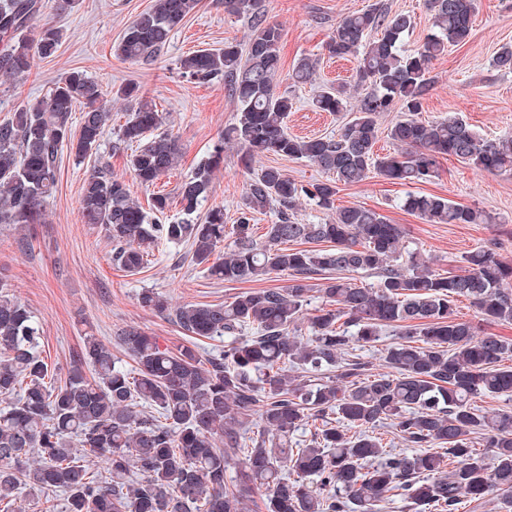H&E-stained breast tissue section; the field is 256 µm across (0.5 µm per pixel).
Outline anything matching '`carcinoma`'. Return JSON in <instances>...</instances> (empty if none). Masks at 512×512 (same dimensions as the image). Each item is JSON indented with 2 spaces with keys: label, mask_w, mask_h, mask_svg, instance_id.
<instances>
[{
  "label": "carcinoma",
  "mask_w": 512,
  "mask_h": 512,
  "mask_svg": "<svg viewBox=\"0 0 512 512\" xmlns=\"http://www.w3.org/2000/svg\"><path fill=\"white\" fill-rule=\"evenodd\" d=\"M199 0H154L129 24L117 55L153 64L172 32ZM261 0H224V11L247 18L246 40L198 50L179 69L200 83L224 81L234 121L209 156L177 187L183 218L160 223L172 205L157 192L144 208L122 176L98 169L84 180L79 199L85 224L101 226L112 243V261L136 275L160 240L191 244L196 264L216 280L260 281L288 271L286 289L259 288L215 305L171 307L147 288L142 307L173 315L192 336L219 339L224 347L201 360L185 346L174 351L131 326L116 344L135 366L95 336L84 338L78 364L62 381L39 352L33 312L0 282V505L11 512L21 486L64 494L63 512H251L250 491H265L264 512H380L397 489L425 512H456L464 498L492 497L495 512H512V411L487 414L479 396L512 398V339L481 333L480 325L454 316L464 297L487 324H512V263L491 248L464 258L461 274L442 276L416 252L398 262L404 231L382 214L359 205L335 206L339 186L369 178L393 184L430 181L440 159L454 157L498 174L512 172V136L488 138L459 115L417 119L433 81L434 60L470 37L475 0H428L433 30L413 49L404 40L409 14L390 16L376 6L339 18L328 53L355 56L352 87H318L312 106L351 118L338 133L299 137L288 132L294 106L277 86L282 30L260 10ZM45 0H0V72L22 78L31 60L54 55L61 42L52 25L37 24ZM318 62L299 58L288 73L295 86L317 83ZM118 97L132 110L118 130V146L130 150L126 166L143 186L176 169L179 147L161 131L165 117L136 85ZM84 106L77 136L70 120ZM397 117L387 129L393 153L374 151L378 119ZM112 120L101 86L71 71L49 94L0 121V224H38L57 187L59 152L76 160L92 155ZM244 151L248 178L232 248L211 261L224 242V209L202 219L224 145ZM304 159L328 174L307 185L279 167L252 166L258 157ZM307 201L326 212L322 224L297 222ZM402 208L430 224H479L483 214L433 194L409 193ZM275 212L266 239L253 236L256 213ZM325 243V249L291 248L293 242ZM336 276H331V273ZM369 272L372 287L347 273ZM321 284L324 307L304 318L310 281ZM307 322L308 336L297 335ZM399 340L383 348L385 371L368 373L348 358L352 346L371 347L383 329ZM246 329L254 336L241 337ZM255 418L256 434L246 424ZM390 426L419 453L383 445ZM316 427L311 443L293 447L292 435ZM483 441L484 451L469 445ZM107 475L94 474L97 463Z\"/></svg>",
  "instance_id": "1"
}]
</instances>
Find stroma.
I'll use <instances>...</instances> for the list:
<instances>
[{"instance_id": "obj_1", "label": "stroma", "mask_w": 512, "mask_h": 512, "mask_svg": "<svg viewBox=\"0 0 512 512\" xmlns=\"http://www.w3.org/2000/svg\"><path fill=\"white\" fill-rule=\"evenodd\" d=\"M383 5L388 14L406 13L414 20L406 48H414L429 33L432 13L426 0H263L267 18L283 33V69L298 58L319 59L321 80L350 81L355 57H329L326 43L344 14ZM152 0H77L73 9L46 8L42 22L60 27L63 38L48 58L34 57L30 72L20 79L0 76V119L19 106L42 99L67 72L80 70L97 81L111 97L112 120L96 154L75 162L62 154L56 193L47 201L41 223L18 227L0 224V281L10 294L26 304L40 326L39 351L49 369L66 376L84 337L95 336L113 344L122 330L137 326L176 349L193 343L200 354L220 349L217 340L191 341L168 316L142 308L141 289L167 295L173 306L218 304L248 290L245 282L225 283L207 277L191 259L189 245L159 244L141 273H125L112 262V245L104 230L81 220V184L89 172L105 167L126 177L132 197L148 204L152 190L175 193L184 176L205 157L234 119V105L223 82L200 84L182 77L181 58L202 49H220L225 42L245 40V18L227 15L224 0H199L195 11L171 37L158 60L137 65L117 56L115 46L124 29ZM505 44H512V0H478L472 31L464 45L449 48L434 60V81L420 117L431 121L455 112L482 135L512 134V71L494 68L491 59ZM128 82L141 86L166 115V128L176 137L181 161L149 190L130 178L125 150L114 149L118 129L127 117L128 104L116 98ZM280 90L295 99L288 114V130L300 137L335 133L339 119L311 105L310 87L281 81ZM247 174L237 148L224 150V165L216 172L208 206L224 209L226 226H233L245 190ZM442 196L474 207L487 215L484 224H430L404 211L407 193ZM336 206L361 205L381 213L405 229L407 250L430 258L437 273H461L468 251L492 247L512 261V175H491L454 158L442 160L431 181L410 186L370 178L355 186L340 187Z\"/></svg>"}]
</instances>
